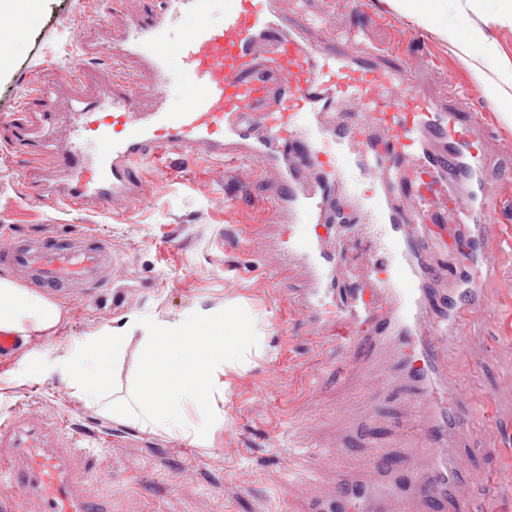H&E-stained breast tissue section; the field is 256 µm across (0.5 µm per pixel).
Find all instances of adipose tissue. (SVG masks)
I'll return each mask as SVG.
<instances>
[{
    "mask_svg": "<svg viewBox=\"0 0 512 512\" xmlns=\"http://www.w3.org/2000/svg\"><path fill=\"white\" fill-rule=\"evenodd\" d=\"M64 318L53 299L0 275V328L17 334L51 335ZM203 338L188 345L189 335ZM264 327L259 317L200 311L177 320H159L143 329L137 341L104 330L86 338L60 367L74 398L98 413L125 420L152 432L207 443L222 427L232 371L261 355ZM136 343L137 380L119 382L126 349Z\"/></svg>",
    "mask_w": 512,
    "mask_h": 512,
    "instance_id": "1",
    "label": "adipose tissue"
}]
</instances>
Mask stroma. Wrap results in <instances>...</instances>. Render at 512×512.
<instances>
[{"mask_svg": "<svg viewBox=\"0 0 512 512\" xmlns=\"http://www.w3.org/2000/svg\"><path fill=\"white\" fill-rule=\"evenodd\" d=\"M151 0H43L0 16V37L12 51L0 65V242L27 233L104 237L112 251V279L102 288L59 297L64 322L50 336L25 338L0 362V418L25 414L51 430L60 422L111 435L116 445L91 454L83 491L112 504V512H309L315 500L334 495L342 480H373L378 461L407 472L413 444L405 433L414 399L391 345L374 336L332 339L309 317L280 320L306 288L302 269L283 251L288 220L276 198L280 170L251 165L246 141L224 144L225 159L184 156L169 148L176 168L143 161L134 168L141 189L117 209L92 204L72 209L45 197L57 180L60 159L30 161L7 146L16 127L59 140L74 124L60 89L76 65L92 69L96 86L113 94L146 85L136 57L113 65L103 55L83 57L86 33L118 35L143 16ZM313 45L386 69H401L409 86L457 117L499 110L486 91L498 84L512 94V19L502 0H450L447 39L418 16L387 0H273ZM36 94L27 103L28 94ZM487 145L483 161L489 204L497 226L512 232V121L477 130ZM480 241L440 232L429 250L439 270V305L474 277L470 260ZM347 259L366 287L364 261L380 242L366 222L346 241ZM485 301L467 316L445 365L468 397L458 458L472 485L477 512H512V485L488 477L512 470V252L478 278ZM266 322L264 355L233 372L224 411L227 422L209 442L194 445L185 460L176 438L102 416L73 398L57 362L86 336L122 328L128 317L148 325L196 309Z\"/></svg>", "mask_w": 512, "mask_h": 512, "instance_id": "stroma-1", "label": "stroma"}]
</instances>
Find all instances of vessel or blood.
Masks as SVG:
<instances>
[{
	"instance_id": "1",
	"label": "vessel or blood",
	"mask_w": 512,
	"mask_h": 512,
	"mask_svg": "<svg viewBox=\"0 0 512 512\" xmlns=\"http://www.w3.org/2000/svg\"><path fill=\"white\" fill-rule=\"evenodd\" d=\"M218 4L224 23L215 26L209 16ZM187 14L195 25L174 38L175 22ZM82 46L88 55L140 56L153 77L147 91L155 97L171 81L167 51L175 49L188 104L179 112L141 116L133 112L129 95L107 91L89 99L73 94L77 123L70 136L96 142L100 150L88 158L76 147L63 149V202H93L108 210L137 191L135 163L160 160L166 146H179L189 155L204 147L220 155L225 139L254 140L257 157L283 171L284 207L316 226L291 249L311 276L296 310L332 321L334 334L341 337L383 330L399 352L415 388L413 414L427 447L414 450L408 478L381 469L375 488L344 486L335 497L316 502L311 512H350L356 499L371 501V512H446L450 507L466 512L467 503L452 497L460 476L447 446L448 437L461 430L463 405L444 381L443 363L456 325L471 307L482 305L483 294L478 286H468L464 293L470 305L459 306L448 319L431 317L425 302L435 273L417 243L429 236L432 225L445 222L465 225L470 235H487L491 217L483 207L489 194L484 149L473 131L492 122V114L474 112L464 122L448 119L430 100L403 91L400 71L349 54L312 50L287 16L270 9L269 0H162L159 10L133 21L120 41L86 39ZM347 98L357 101L358 112H340ZM370 122L385 131V143L365 136ZM351 163L378 179L373 222L383 254L371 257L367 271L381 276L382 286L366 297L343 288L344 259L325 247L321 232L332 221L337 196L358 193L356 184L340 176ZM303 167L324 169L338 182L333 187L302 182ZM0 265L37 289L100 288L112 277V251L97 236L74 247L53 236L20 235L0 247ZM64 434L66 426L50 434L22 414L0 421V489H13L15 512H26L31 499L38 512H112L83 495L73 462L90 449L79 436L60 444Z\"/></svg>"
}]
</instances>
